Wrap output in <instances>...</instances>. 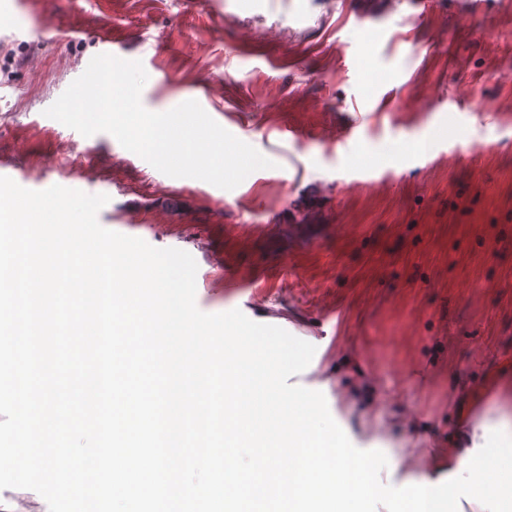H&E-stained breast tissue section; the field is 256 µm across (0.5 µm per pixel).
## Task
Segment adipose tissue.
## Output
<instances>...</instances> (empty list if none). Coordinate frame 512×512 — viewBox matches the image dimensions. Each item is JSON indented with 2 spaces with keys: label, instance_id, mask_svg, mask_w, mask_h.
Returning a JSON list of instances; mask_svg holds the SVG:
<instances>
[{
  "label": "adipose tissue",
  "instance_id": "ef3b65f1",
  "mask_svg": "<svg viewBox=\"0 0 512 512\" xmlns=\"http://www.w3.org/2000/svg\"><path fill=\"white\" fill-rule=\"evenodd\" d=\"M483 398L482 391L464 384L459 385L454 404V431L444 448H422L414 439L402 444L392 441L391 429L415 426L417 417L411 413L390 416L386 414L384 407L377 405L370 413L368 424L372 426L374 433L381 435L394 463H405L411 467V479L433 484L446 476L456 474L469 452L474 447L483 445L486 427L502 425L512 434V417L505 414L497 418L489 417L482 406Z\"/></svg>",
  "mask_w": 512,
  "mask_h": 512
}]
</instances>
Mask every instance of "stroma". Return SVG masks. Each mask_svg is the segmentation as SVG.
<instances>
[{
  "label": "stroma",
  "instance_id": "1",
  "mask_svg": "<svg viewBox=\"0 0 512 512\" xmlns=\"http://www.w3.org/2000/svg\"><path fill=\"white\" fill-rule=\"evenodd\" d=\"M104 35L145 67L146 109L203 100L271 167L223 190L46 117ZM447 120L472 136L409 149ZM0 157L18 185L108 195L103 227L190 253L202 312L354 354L438 442L456 383L512 358V0H18Z\"/></svg>",
  "mask_w": 512,
  "mask_h": 512
}]
</instances>
